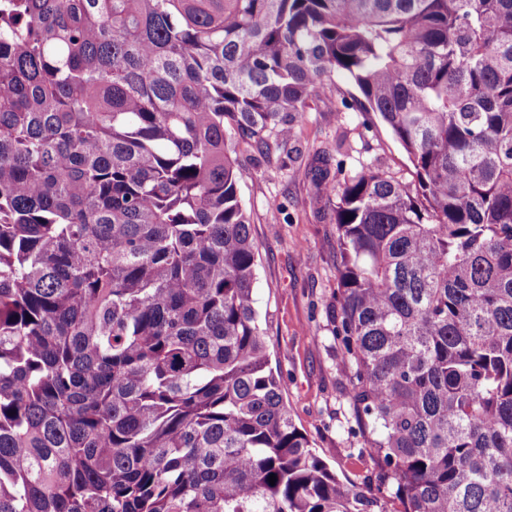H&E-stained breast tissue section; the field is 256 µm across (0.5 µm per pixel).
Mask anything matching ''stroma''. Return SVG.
Instances as JSON below:
<instances>
[{
  "instance_id": "1",
  "label": "stroma",
  "mask_w": 512,
  "mask_h": 512,
  "mask_svg": "<svg viewBox=\"0 0 512 512\" xmlns=\"http://www.w3.org/2000/svg\"><path fill=\"white\" fill-rule=\"evenodd\" d=\"M332 80L334 94L309 99L306 121L287 147L265 156L245 141L235 147L259 251L255 307L295 424L340 480L377 498L380 512H398L399 502L381 490L376 460L363 450L368 430L345 396L349 373L332 319L340 252L315 170L324 158L349 169L368 162L410 183L413 167L378 115L351 109L359 96L352 80L340 73Z\"/></svg>"
}]
</instances>
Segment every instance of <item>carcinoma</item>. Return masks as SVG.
<instances>
[{
  "instance_id": "1",
  "label": "carcinoma",
  "mask_w": 512,
  "mask_h": 512,
  "mask_svg": "<svg viewBox=\"0 0 512 512\" xmlns=\"http://www.w3.org/2000/svg\"><path fill=\"white\" fill-rule=\"evenodd\" d=\"M337 71L416 177L319 169L364 448L400 512H512V0H0V512H374L269 366L231 156Z\"/></svg>"
}]
</instances>
